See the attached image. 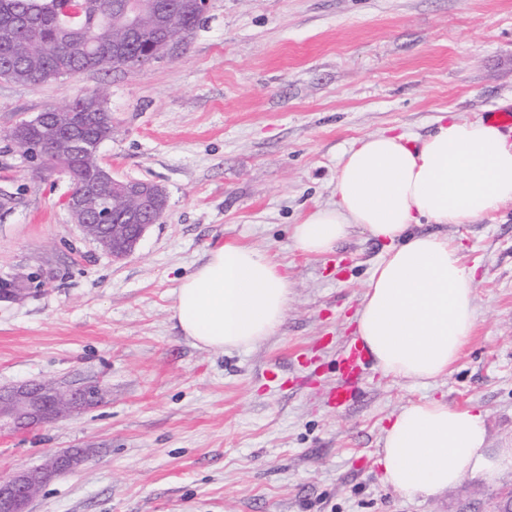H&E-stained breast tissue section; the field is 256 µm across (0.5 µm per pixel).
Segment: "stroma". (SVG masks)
<instances>
[{
	"label": "stroma",
	"mask_w": 512,
	"mask_h": 512,
	"mask_svg": "<svg viewBox=\"0 0 512 512\" xmlns=\"http://www.w3.org/2000/svg\"><path fill=\"white\" fill-rule=\"evenodd\" d=\"M112 137L100 161L168 193L133 256L83 236L62 173L37 174L7 137L97 87ZM512 113V0H210L188 47L134 72L38 87L0 79V388L100 386L78 417L0 435V478L69 448L93 454L31 512H512V466L437 499L382 480L383 431L402 406H476L490 448H512V202L472 224L418 225L474 267L476 330L447 376L367 368L338 410L336 359L389 249L352 228L336 250L296 248L295 224L336 201L343 155L367 135L422 138L453 114ZM237 242L286 264L284 323L253 346L205 350L170 317L180 278Z\"/></svg>",
	"instance_id": "obj_1"
}]
</instances>
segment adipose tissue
I'll return each instance as SVG.
<instances>
[{
	"label": "adipose tissue",
	"mask_w": 512,
	"mask_h": 512,
	"mask_svg": "<svg viewBox=\"0 0 512 512\" xmlns=\"http://www.w3.org/2000/svg\"><path fill=\"white\" fill-rule=\"evenodd\" d=\"M512 201V143L486 120L443 116L426 138L380 132L361 139L336 173V201L293 229L310 255L332 251L352 226L389 242L356 313L357 334L384 375L433 382L474 334L475 270L448 238L416 224H471ZM288 274L259 250L228 242L184 276L172 318L203 349L250 346L288 311ZM383 481L403 497L443 494L466 477L494 481L512 448L491 451L483 412L429 399L403 406L384 430Z\"/></svg>",
	"instance_id": "obj_1"
}]
</instances>
